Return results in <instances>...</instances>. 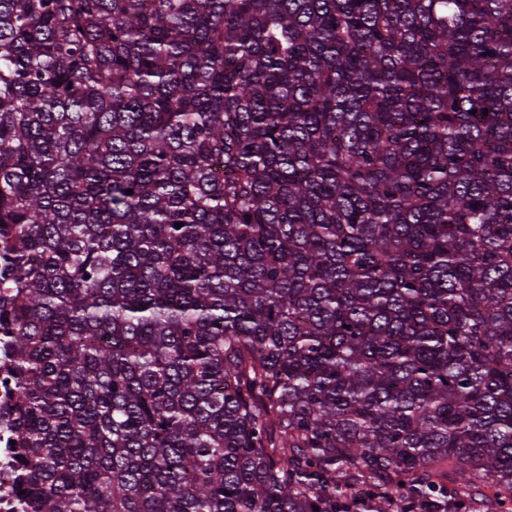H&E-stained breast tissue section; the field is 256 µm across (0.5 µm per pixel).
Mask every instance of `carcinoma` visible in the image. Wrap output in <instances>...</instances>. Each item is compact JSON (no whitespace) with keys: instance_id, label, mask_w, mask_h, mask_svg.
Wrapping results in <instances>:
<instances>
[{"instance_id":"carcinoma-1","label":"carcinoma","mask_w":512,"mask_h":512,"mask_svg":"<svg viewBox=\"0 0 512 512\" xmlns=\"http://www.w3.org/2000/svg\"><path fill=\"white\" fill-rule=\"evenodd\" d=\"M0 238L34 512H512V0H0Z\"/></svg>"}]
</instances>
